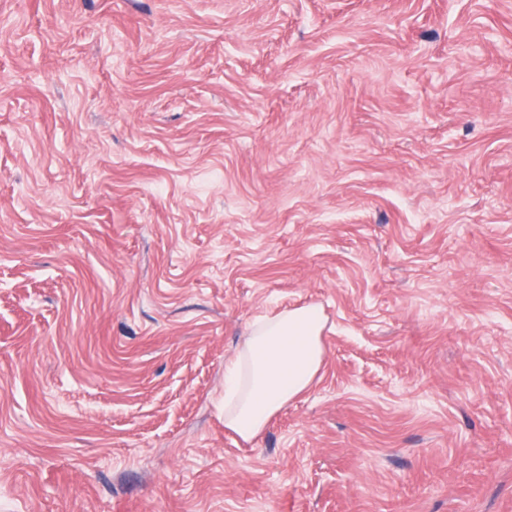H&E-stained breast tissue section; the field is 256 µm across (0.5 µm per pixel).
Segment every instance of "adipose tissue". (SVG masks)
I'll return each mask as SVG.
<instances>
[{
	"label": "adipose tissue",
	"mask_w": 512,
	"mask_h": 512,
	"mask_svg": "<svg viewBox=\"0 0 512 512\" xmlns=\"http://www.w3.org/2000/svg\"><path fill=\"white\" fill-rule=\"evenodd\" d=\"M318 307L285 310L251 323L224 366V425L243 440L259 436L272 417L304 392L324 356Z\"/></svg>",
	"instance_id": "obj_1"
}]
</instances>
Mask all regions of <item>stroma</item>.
<instances>
[{
	"instance_id": "stroma-1",
	"label": "stroma",
	"mask_w": 512,
	"mask_h": 512,
	"mask_svg": "<svg viewBox=\"0 0 512 512\" xmlns=\"http://www.w3.org/2000/svg\"><path fill=\"white\" fill-rule=\"evenodd\" d=\"M2 503L512 512V0H0ZM317 306L285 310L251 323L224 366V425L243 440L259 436L272 417L313 382L324 349Z\"/></svg>"
}]
</instances>
